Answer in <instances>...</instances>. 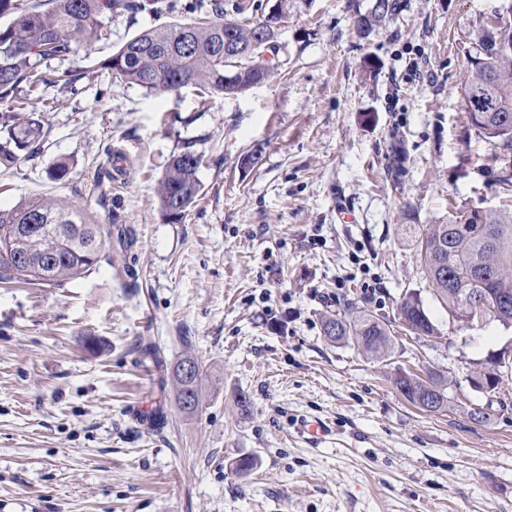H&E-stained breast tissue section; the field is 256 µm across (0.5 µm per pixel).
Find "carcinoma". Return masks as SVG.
Segmentation results:
<instances>
[{
	"label": "carcinoma",
	"instance_id": "cac0c4a2",
	"mask_svg": "<svg viewBox=\"0 0 512 512\" xmlns=\"http://www.w3.org/2000/svg\"><path fill=\"white\" fill-rule=\"evenodd\" d=\"M511 11L490 35L491 42L468 53L461 86L474 134L491 143L499 169L494 182L504 195L512 193V0ZM160 0H0V167L8 171L21 156L37 153L48 131L35 110L26 116L30 97L47 86L76 90L82 79L105 72L111 78L163 94L194 85L216 95H229L224 75L238 72L244 84L277 70L280 52L273 39L250 47L262 0H191L197 15L191 22L141 30L96 66L71 64L74 45L93 46L108 39L105 21L112 15L173 9ZM404 8L403 0H373L358 18L370 33ZM247 47L242 56L224 55V39ZM201 156L184 150L168 163L159 182L161 209L178 217L193 206L200 190ZM70 226L61 236L57 225ZM107 232L87 209L65 200L37 198L11 209L0 208V282L61 286L86 276L106 258ZM418 258L435 299L448 315L466 321L467 296L479 291L503 304L501 315L512 322V209H470L448 214V220L427 224L418 239ZM418 336H437L438 329L418 296H405L390 318L353 300L345 314H327L323 335L331 343L353 342L363 352L382 358L392 348L396 328ZM394 384L404 398L427 412L448 407V386L437 375L425 378L399 370Z\"/></svg>",
	"mask_w": 512,
	"mask_h": 512
}]
</instances>
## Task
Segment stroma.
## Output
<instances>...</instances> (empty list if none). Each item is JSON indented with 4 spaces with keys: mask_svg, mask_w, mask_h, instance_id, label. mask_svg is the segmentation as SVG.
I'll return each mask as SVG.
<instances>
[{
    "mask_svg": "<svg viewBox=\"0 0 512 512\" xmlns=\"http://www.w3.org/2000/svg\"><path fill=\"white\" fill-rule=\"evenodd\" d=\"M404 3L364 37L355 17L372 0H290L277 74L236 96L104 73L34 101L48 134L0 175V208H88L108 259L61 287L0 283V512H512V380L496 397L468 381L512 327L449 317L415 247L450 205L505 203L460 94L503 0ZM191 18L113 17L75 60ZM188 147L201 191L170 217L158 182ZM117 154L102 204L95 174ZM59 159L61 182L46 174ZM409 292L438 336L399 331L382 359L325 339L324 315L350 299L392 314ZM187 357L204 369L192 414L173 376ZM400 369L443 375L447 409L410 404ZM305 419L328 435L299 434Z\"/></svg>",
    "mask_w": 512,
    "mask_h": 512,
    "instance_id": "35a3bbf8",
    "label": "stroma"
}]
</instances>
